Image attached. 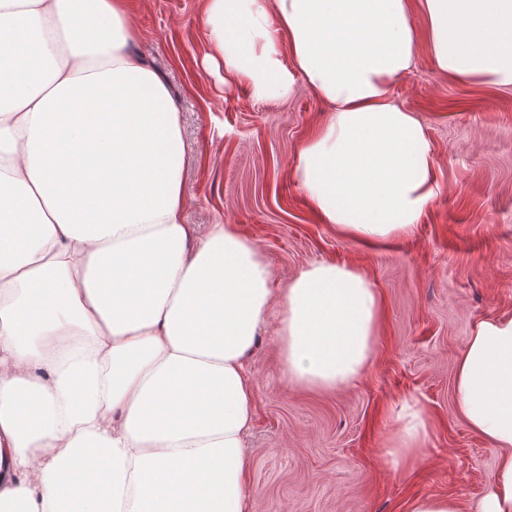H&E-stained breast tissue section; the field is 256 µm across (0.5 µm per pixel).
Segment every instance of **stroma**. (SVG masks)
Here are the masks:
<instances>
[{"label":"stroma","instance_id":"35a3bbf8","mask_svg":"<svg viewBox=\"0 0 512 512\" xmlns=\"http://www.w3.org/2000/svg\"><path fill=\"white\" fill-rule=\"evenodd\" d=\"M131 4L136 50L180 109L186 223L231 225L269 262L274 287L332 261L362 269L382 298L374 361L339 391L289 385L275 324H265L246 359L255 512H405L429 496L470 506L495 476L496 453L458 417L454 378L475 324L512 312V93L449 80L420 50L391 94L426 130L441 195L412 234L358 242L322 223L292 176L328 104L302 87L258 101L205 72L206 0ZM409 397L430 423L427 457L397 473L380 448Z\"/></svg>","mask_w":512,"mask_h":512}]
</instances>
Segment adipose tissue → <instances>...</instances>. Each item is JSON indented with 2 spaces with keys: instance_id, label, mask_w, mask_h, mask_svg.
I'll return each mask as SVG.
<instances>
[{
  "instance_id": "ef3b65f1",
  "label": "adipose tissue",
  "mask_w": 512,
  "mask_h": 512,
  "mask_svg": "<svg viewBox=\"0 0 512 512\" xmlns=\"http://www.w3.org/2000/svg\"><path fill=\"white\" fill-rule=\"evenodd\" d=\"M205 24L225 84L330 104L292 174L365 243L410 235L439 195L391 97L420 33L449 79L512 92V0H207ZM134 42L126 0H0V512H250L246 359L270 313L288 384L334 391L374 357L382 302L359 268L277 290L230 225L185 223L180 112ZM454 391L498 453L472 512H512V314L475 325ZM428 436L404 401L386 464Z\"/></svg>"
}]
</instances>
